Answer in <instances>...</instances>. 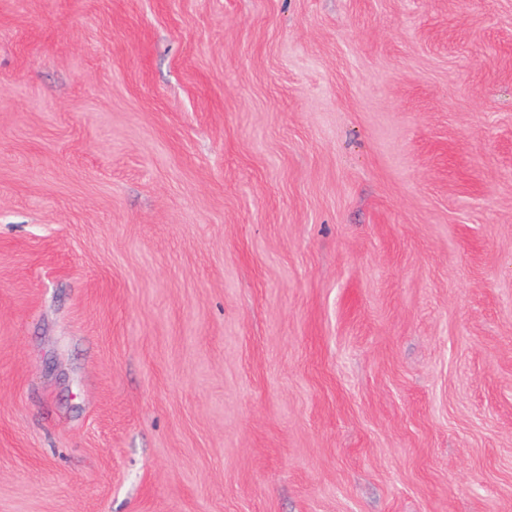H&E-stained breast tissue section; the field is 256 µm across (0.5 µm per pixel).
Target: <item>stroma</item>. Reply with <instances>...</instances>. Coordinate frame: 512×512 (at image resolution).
I'll return each instance as SVG.
<instances>
[{"mask_svg": "<svg viewBox=\"0 0 512 512\" xmlns=\"http://www.w3.org/2000/svg\"><path fill=\"white\" fill-rule=\"evenodd\" d=\"M0 512H512V0H0Z\"/></svg>", "mask_w": 512, "mask_h": 512, "instance_id": "stroma-1", "label": "stroma"}]
</instances>
